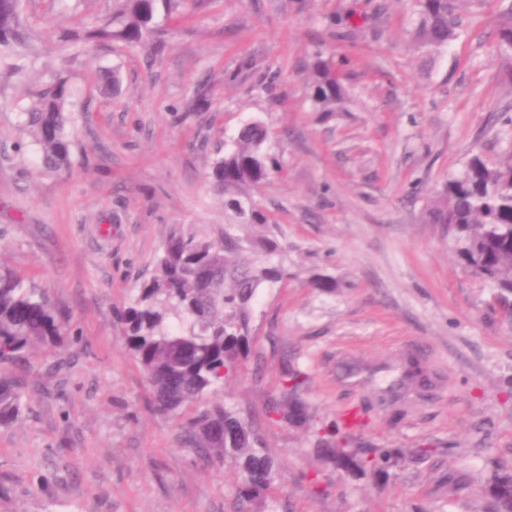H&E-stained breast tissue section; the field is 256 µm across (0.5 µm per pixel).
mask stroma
<instances>
[{
  "instance_id": "1",
  "label": "stroma",
  "mask_w": 512,
  "mask_h": 512,
  "mask_svg": "<svg viewBox=\"0 0 512 512\" xmlns=\"http://www.w3.org/2000/svg\"><path fill=\"white\" fill-rule=\"evenodd\" d=\"M116 0H23L27 41L0 51V260L65 314L67 335L30 363L20 420L0 427V512H238L232 459H201L147 404L114 311L148 279L168 233L210 237L224 202L207 181L224 139L258 119L283 169L256 196L281 230L286 281L259 289L250 351L218 397L258 421L276 462L250 512H486L483 485L512 468V328L427 211L473 156L512 158V52L499 0H462L460 34L429 54L411 0H205L161 19L162 50L64 47L63 29L111 19ZM351 89L346 111L304 91L316 54ZM123 92L104 95L102 69ZM67 79L70 166L39 171L23 113ZM204 110L192 111L198 98ZM318 278L333 289L314 288ZM417 349L437 385L383 401L338 376ZM303 428L267 418L288 371ZM364 410L352 445L399 448L384 471L346 473L319 442ZM431 446L418 460L414 449ZM469 486L448 494V478Z\"/></svg>"
}]
</instances>
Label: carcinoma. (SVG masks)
<instances>
[{
    "instance_id": "obj_1",
    "label": "carcinoma",
    "mask_w": 512,
    "mask_h": 512,
    "mask_svg": "<svg viewBox=\"0 0 512 512\" xmlns=\"http://www.w3.org/2000/svg\"><path fill=\"white\" fill-rule=\"evenodd\" d=\"M112 19L84 31H63L59 40L72 45L116 41L137 48L157 33V18L169 17L188 0H119ZM461 0H414L415 40L438 52L457 37ZM22 0H0V50L24 45ZM306 83L313 106L333 113L349 99V89L332 60L316 58ZM70 91L60 79L26 113V130L39 147L47 171L69 164L66 133ZM269 131L260 120L244 124L228 140L224 156L209 171L215 192L224 199L226 224L216 238L177 227L166 238L153 276L115 312L125 346L149 386V404L161 415L178 416L196 404L182 423L188 443L208 459L232 457L238 466V499L249 502L273 487L274 461L255 447L252 422L208 396L237 370L250 344L253 303L265 283L288 278L280 254L275 220L255 199L256 190L279 169L268 150ZM431 224H446L458 243V256L496 290L503 321L512 325V162L495 164L473 156L457 177L448 180L428 211ZM258 226L261 233L242 235ZM66 335L65 320L49 292L31 288L24 276L0 261V365L25 360L35 351L55 348ZM300 374L288 373L266 412L293 425L309 418L299 400ZM22 393L13 381L0 380V426L19 418ZM336 468L366 473L399 456L396 448L330 450ZM487 487L492 512H512V470L500 468Z\"/></svg>"
}]
</instances>
